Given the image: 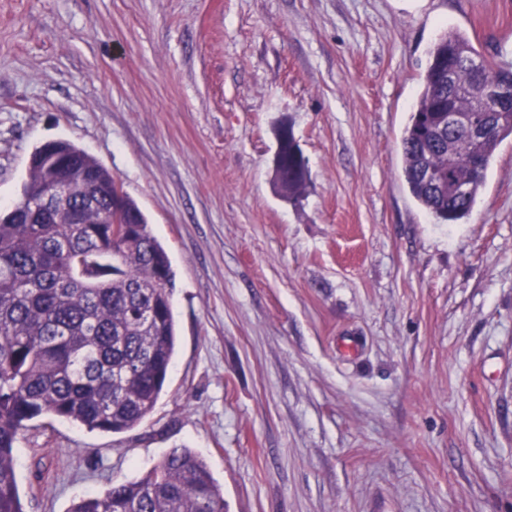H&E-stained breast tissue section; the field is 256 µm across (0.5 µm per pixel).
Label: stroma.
Listing matches in <instances>:
<instances>
[{"label": "stroma", "instance_id": "stroma-1", "mask_svg": "<svg viewBox=\"0 0 512 512\" xmlns=\"http://www.w3.org/2000/svg\"><path fill=\"white\" fill-rule=\"evenodd\" d=\"M446 26L512 65V0H0V207L36 148L72 141L175 274L154 410L123 433L31 422L25 512L181 445L224 512H512V139L461 223L402 177ZM285 125L309 168L294 200L273 185Z\"/></svg>", "mask_w": 512, "mask_h": 512}]
</instances>
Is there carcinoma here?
<instances>
[{
    "instance_id": "obj_1",
    "label": "carcinoma",
    "mask_w": 512,
    "mask_h": 512,
    "mask_svg": "<svg viewBox=\"0 0 512 512\" xmlns=\"http://www.w3.org/2000/svg\"><path fill=\"white\" fill-rule=\"evenodd\" d=\"M497 89L503 100L485 97ZM495 113L476 166L468 132L439 121L441 112ZM512 138V66L483 57L449 28L428 52L420 88L401 137L402 174L413 199L438 222L472 212L498 147ZM20 204L0 209V512H23L15 448L42 417L120 433L144 421L164 390L176 351L171 305L174 274L138 204L104 223L115 179L70 141L38 148ZM282 186L300 195L309 174L293 135L281 145ZM90 172L92 198L72 195L60 214L39 202L57 182V163ZM438 173L443 186L424 179ZM71 512H224L207 464L173 448L141 477L86 494Z\"/></svg>"
}]
</instances>
